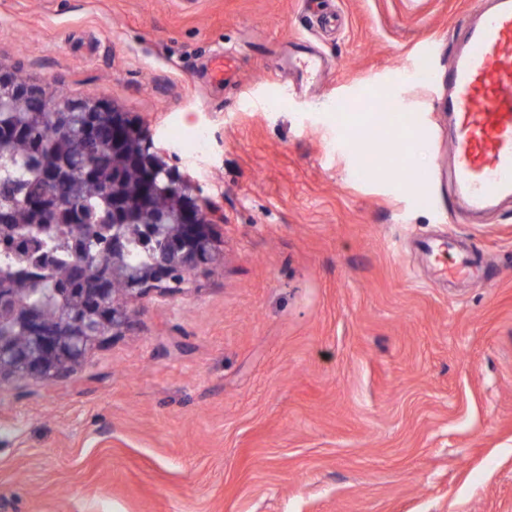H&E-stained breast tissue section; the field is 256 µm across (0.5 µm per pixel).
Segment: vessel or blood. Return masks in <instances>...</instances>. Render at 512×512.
<instances>
[{"mask_svg":"<svg viewBox=\"0 0 512 512\" xmlns=\"http://www.w3.org/2000/svg\"><path fill=\"white\" fill-rule=\"evenodd\" d=\"M491 2L470 22L446 77L453 183L476 213L512 199V0ZM475 268L474 259L459 255L442 260L439 273L454 279L474 275Z\"/></svg>","mask_w":512,"mask_h":512,"instance_id":"obj_1","label":"vessel or blood"}]
</instances>
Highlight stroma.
<instances>
[{"mask_svg": "<svg viewBox=\"0 0 512 512\" xmlns=\"http://www.w3.org/2000/svg\"><path fill=\"white\" fill-rule=\"evenodd\" d=\"M484 2L0 0V67L144 122L226 218L222 262L70 378L0 381V512H512V199L462 210L442 110ZM297 40L321 81L283 75ZM385 97L417 131L374 128ZM425 251L435 254V256L441 260V266L438 272L443 277L448 276V279H454L462 276H473L475 273L476 263L474 259L458 255L456 257L452 256L453 258L448 257L447 260L444 258L446 256L445 251H442L440 246H435L431 242L425 245Z\"/></svg>", "mask_w": 512, "mask_h": 512, "instance_id": "1", "label": "stroma"}]
</instances>
